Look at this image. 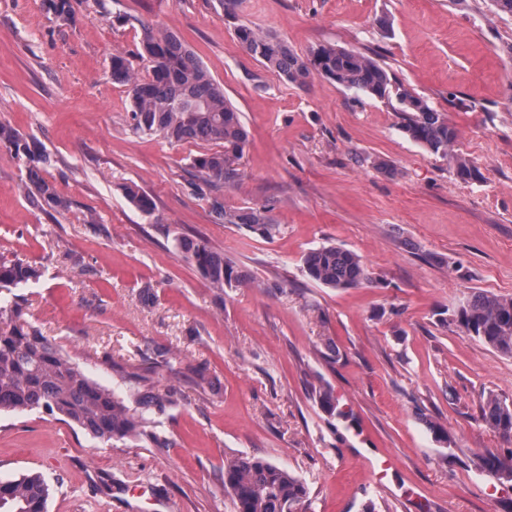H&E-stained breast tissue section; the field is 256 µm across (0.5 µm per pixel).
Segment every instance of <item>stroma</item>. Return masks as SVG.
<instances>
[{
	"instance_id": "stroma-1",
	"label": "stroma",
	"mask_w": 512,
	"mask_h": 512,
	"mask_svg": "<svg viewBox=\"0 0 512 512\" xmlns=\"http://www.w3.org/2000/svg\"><path fill=\"white\" fill-rule=\"evenodd\" d=\"M71 3L64 20L46 0H0V121L45 146L71 201L53 217L33 206L0 149V253L45 270L14 290L28 321L129 404L164 402L144 408L145 438L110 445L42 411L1 413L0 480L41 473L47 512H232L224 460L244 453L302 478L306 512H512V482L473 465L512 447L481 416L488 396L512 404V357L443 321L474 292L512 297V15L491 0ZM144 22L177 34L242 113L232 178L204 184L197 146L131 131L110 62L123 52L146 74ZM239 23L301 55L375 58L456 128L480 179H456L380 99L317 74L282 81L242 49ZM216 200L267 207L279 233L217 220ZM180 235L246 284L211 288ZM327 243L359 255L369 283L307 278L303 255ZM324 383L359 431L322 413ZM122 191L126 200L138 211L147 217L154 216L156 204L153 198L144 192L137 184L133 182L126 183L122 187Z\"/></svg>"
}]
</instances>
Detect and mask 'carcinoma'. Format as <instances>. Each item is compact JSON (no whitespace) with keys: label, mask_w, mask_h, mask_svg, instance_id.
<instances>
[{"label":"carcinoma","mask_w":512,"mask_h":512,"mask_svg":"<svg viewBox=\"0 0 512 512\" xmlns=\"http://www.w3.org/2000/svg\"><path fill=\"white\" fill-rule=\"evenodd\" d=\"M235 36L241 47L283 81L302 86L312 73L387 102L401 114V129L430 153L448 157L457 131L426 100L398 82L370 56L337 46H321L303 58L280 37L239 24ZM139 56L148 75L135 73L127 56L111 58L112 80L128 87L134 133L160 136L170 144L194 143L207 149L194 156L192 167L207 184L232 177L233 164L243 157L249 132L241 112L224 94L197 55L175 34L141 23ZM21 164L24 196L40 207L60 213L70 201L44 177L50 155L39 141L27 138L0 121V148ZM456 178H480L479 170L458 157ZM126 200L147 217L155 214L153 198L137 184L122 187ZM218 218L244 226L261 237L277 231L266 207H228L214 201ZM176 247L212 287L222 290L241 282L224 253L202 239L178 238ZM303 271L328 288H357L370 281L361 258L335 244L306 253ZM42 276L38 266L16 254H0V293L11 291ZM450 321L496 352L512 357V297L478 292L462 302ZM316 401L329 417L349 422L333 389L323 386ZM43 410L74 425L103 443L135 440L142 435L144 418L111 388L94 380L65 349L24 319L20 304L0 296V413L23 414ZM486 425L512 439V406L495 396L482 406ZM512 450L487 451L476 458V468L503 478ZM224 492L233 512H303L309 500L305 481L288 468L262 456L238 454L224 460ZM50 487L36 472L8 481L7 496L0 497V512H46Z\"/></svg>","instance_id":"cac0c4a2"}]
</instances>
